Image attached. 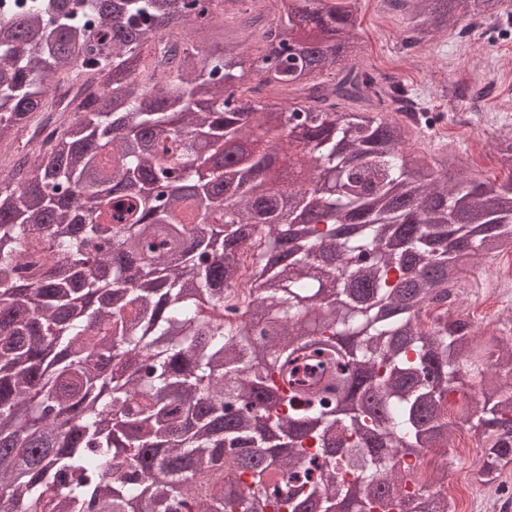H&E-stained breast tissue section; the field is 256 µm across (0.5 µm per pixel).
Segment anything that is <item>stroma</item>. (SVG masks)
I'll return each mask as SVG.
<instances>
[{
  "label": "stroma",
  "instance_id": "35a3bbf8",
  "mask_svg": "<svg viewBox=\"0 0 512 512\" xmlns=\"http://www.w3.org/2000/svg\"><path fill=\"white\" fill-rule=\"evenodd\" d=\"M354 2L360 49L350 65L403 82L428 113L426 128L407 129L405 147L436 161L453 156V166L435 170L438 178L450 182L460 177L479 182L504 179L507 169L498 148L501 135L512 131V108L498 107L489 95L478 102L470 95L483 88H512V72L500 64L504 53L512 52V17L501 16L495 24L463 35L454 30L429 35L408 48L403 44L407 22L386 0ZM476 137L484 142L477 159L471 156ZM490 274L488 256H476L465 260L458 282L457 308L477 316L482 350L476 361L484 367L490 363L493 335L504 332L512 320V290L488 294Z\"/></svg>",
  "mask_w": 512,
  "mask_h": 512
}]
</instances>
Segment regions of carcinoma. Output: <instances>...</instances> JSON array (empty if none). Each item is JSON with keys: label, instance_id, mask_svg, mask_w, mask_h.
Here are the masks:
<instances>
[{"label": "carcinoma", "instance_id": "cac0c4a2", "mask_svg": "<svg viewBox=\"0 0 512 512\" xmlns=\"http://www.w3.org/2000/svg\"><path fill=\"white\" fill-rule=\"evenodd\" d=\"M225 2L0 0V512H333L351 488L355 512H448L390 456L466 425L486 470L512 463V337L476 372L446 304L461 255L512 243V138L500 185L442 182L407 124L341 109L409 101L403 83L319 79L358 49L352 0L247 18L249 87ZM391 2L413 43L503 0ZM49 125L52 148L13 152ZM291 136L316 185L297 213L287 179L224 151ZM471 374L480 399L451 418Z\"/></svg>", "mask_w": 512, "mask_h": 512}]
</instances>
